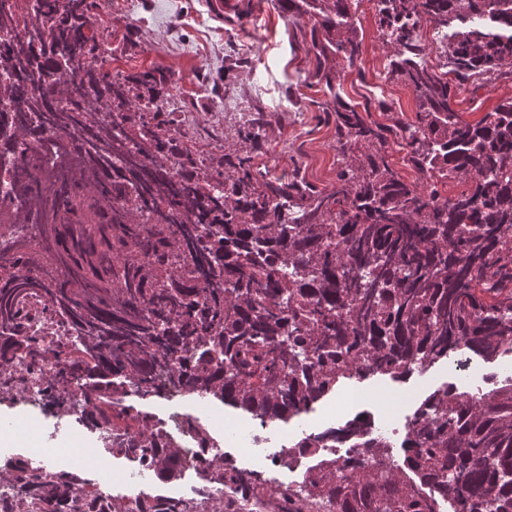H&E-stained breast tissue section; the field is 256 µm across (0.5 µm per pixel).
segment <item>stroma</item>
I'll return each instance as SVG.
<instances>
[{
  "label": "stroma",
  "mask_w": 512,
  "mask_h": 512,
  "mask_svg": "<svg viewBox=\"0 0 512 512\" xmlns=\"http://www.w3.org/2000/svg\"><path fill=\"white\" fill-rule=\"evenodd\" d=\"M276 2L231 0L219 18L209 0H98L95 16L112 34L106 49L113 70L128 74L155 67L171 75L175 87L166 109L178 114L184 131L203 146L213 164L223 163L225 153L241 147L236 136L241 113L258 110L270 117L262 131L261 162L278 175L300 168L311 184L329 191L336 182L335 123L325 112L331 97L311 82L315 60L302 43L305 24L292 23ZM352 11L363 39L365 75L341 69L340 94L354 103L371 104V118L380 123L411 117L412 91L385 79L390 50L379 37L372 0H356ZM508 98L512 76H503L479 90L460 92L455 107L464 119L475 122ZM380 99L391 104V111L375 109ZM453 361H440L402 381L380 375L362 382L346 380L335 397L348 399L350 414L373 416L375 433L390 441L393 459L400 464L406 422L426 396L448 383L472 393L484 391L488 377L502 371L501 361L476 357L472 372L462 376ZM326 409L322 403L289 423L260 430L261 448L269 450L315 430ZM1 416L21 427L15 450L50 437L63 452L77 449L86 455L88 470L109 472L116 491L155 495L168 489L154 472H141L135 462L105 449L100 430L86 421L73 418L58 424L49 408L17 404L7 389H0ZM76 430L82 435L77 446L71 441Z\"/></svg>",
  "instance_id": "obj_1"
}]
</instances>
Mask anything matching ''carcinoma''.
<instances>
[{
    "mask_svg": "<svg viewBox=\"0 0 512 512\" xmlns=\"http://www.w3.org/2000/svg\"><path fill=\"white\" fill-rule=\"evenodd\" d=\"M0 0V112L15 192L0 209V373L65 357L81 379L103 371L112 392L88 387L85 418L132 429L112 446L148 458L165 481L182 453L153 418L124 404L127 385L159 396L216 399L253 419L288 422L336 393L345 379L408 377L467 349L484 361L512 353V98L479 121L455 109L471 79L512 73V0H376L378 31L393 54L385 74L415 95L411 120L370 119L335 92L341 61L363 77L362 38L351 0H280L310 24L315 84L336 125V184L326 193L300 169L275 175L257 159L263 113L240 132L248 148L211 165L162 109L164 72L114 73L106 30L91 0ZM444 44L430 64L420 29ZM56 139L43 160L35 145ZM396 143L424 184L406 181L389 155ZM459 180L448 197L438 185ZM40 302L71 332L65 348L35 346L20 322ZM474 396L455 384L426 396L407 424L403 474L389 441L367 435L323 458L297 487L277 489L275 512L299 500L327 512H512V378L492 376ZM325 435L294 447L314 455ZM201 490L229 488L262 500L259 475L224 459ZM86 477L56 472L34 481L14 512H66ZM428 487L424 492L422 487ZM136 512H188L150 498Z\"/></svg>",
    "mask_w": 512,
    "mask_h": 512,
    "instance_id": "obj_1",
    "label": "carcinoma"
}]
</instances>
